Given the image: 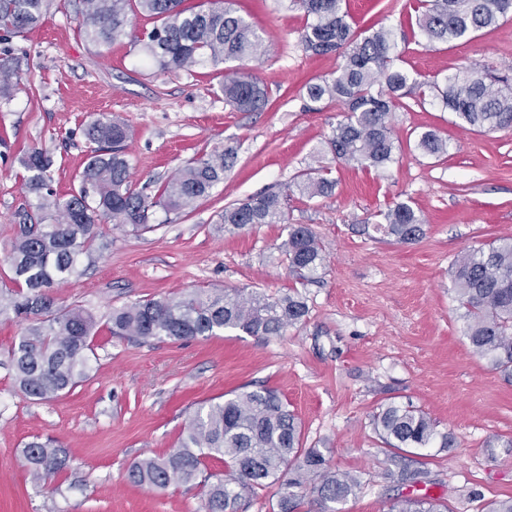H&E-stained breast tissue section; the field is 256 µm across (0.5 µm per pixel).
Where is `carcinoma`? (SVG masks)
Segmentation results:
<instances>
[{"instance_id": "1", "label": "carcinoma", "mask_w": 512, "mask_h": 512, "mask_svg": "<svg viewBox=\"0 0 512 512\" xmlns=\"http://www.w3.org/2000/svg\"><path fill=\"white\" fill-rule=\"evenodd\" d=\"M51 0H0V39L7 41L36 25ZM185 0H82L86 35L100 45L123 38L140 40L127 29L131 13L159 22L144 34L146 48L158 71L190 70L208 63L224 72L220 92L224 102L239 112H260L268 104L261 80L230 62H262L268 44L258 30L233 8L234 0H208L195 10ZM311 18L300 35L306 52L336 53L342 63L329 78L305 86L312 102L328 100L347 107L343 119L326 140L332 159L360 168L386 169L395 161L393 112L399 100L425 98L434 90L442 107L474 131L512 128V78L492 71L483 75L459 70L443 84L420 82L397 64L395 42L387 29L368 34L353 29L343 0H290ZM512 15V0H423L419 28L430 42L466 37L496 26ZM19 62H0V99L19 89ZM133 130L123 120L100 115L87 124V163L79 187L65 196L49 189L53 158L34 149L23 159L29 172L26 187L37 195L32 211L21 215L10 248L11 288L0 289V316L26 322L11 352L18 389L33 401H50L70 392L90 377L88 352L97 319L80 307H61L55 288L77 273L80 255L103 236L100 225L151 228L153 209L184 210L209 195L235 163L231 149L215 150L175 171L150 196L133 187L126 146ZM416 147L425 155L447 151L433 131L420 135ZM320 166L298 175L308 197L332 192L335 181ZM290 186L262 193L224 209L220 223L226 230L258 224H287L285 203ZM375 231L409 244L425 235L424 224L407 202H398L379 214ZM288 267L308 281L320 278L323 248L304 225L288 224L279 246ZM455 300L463 321V335L473 354L491 368L512 377V238L494 241L458 256L451 266ZM308 305L298 293L271 297L244 289L191 291L180 296L144 299L112 310L110 333L147 343L167 338L180 341L217 336L226 330L249 336H278L302 323ZM375 431L393 457L395 469L386 479L413 486L427 472L401 456L409 449L440 442L449 448L454 438L440 433L431 420L413 406L388 405L374 416ZM32 480L44 486L69 468L71 459L50 437H34L22 450ZM230 464L232 477L205 474L206 462ZM126 479L137 486L165 491L175 485L200 489L201 512H241L259 487L280 485L277 512H298L310 495L321 512H337L336 505L356 495L358 478L331 469L316 448L302 447L296 417L269 388L243 390L222 402H204L185 424L177 448L133 463ZM388 512H441L431 497L402 496Z\"/></svg>"}]
</instances>
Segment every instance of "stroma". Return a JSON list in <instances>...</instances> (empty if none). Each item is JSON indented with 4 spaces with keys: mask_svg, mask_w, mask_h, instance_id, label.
<instances>
[{
    "mask_svg": "<svg viewBox=\"0 0 512 512\" xmlns=\"http://www.w3.org/2000/svg\"><path fill=\"white\" fill-rule=\"evenodd\" d=\"M346 3L356 30H392L400 66L419 79L440 81L464 68L512 75V19L431 44L418 27L417 0ZM79 8V0H52L40 23L8 43L23 85L0 102V285L11 275L6 256L19 216L37 202L24 186L28 149L53 156L59 195L77 185L84 129L102 114L132 126V181L149 193L213 149L234 148L236 160L192 207L156 209L153 230L103 225L109 247L93 244L77 276L57 288L60 305L98 318L91 377L73 391L49 402L25 398L10 367L24 325L0 320V512H199L198 491L134 486L125 473L169 452L201 403L260 386L275 389L301 421L304 447L359 477L361 490L343 512H387L390 500L410 492L384 478L391 455L373 416L391 403L413 405L454 438L453 447L426 448L419 458L429 474L423 492L448 512H481L512 497V381L472 353L450 276L461 252L512 238V129H464L433 97L405 98L393 110L394 164L335 165L324 144L343 107L311 102L304 87L331 76L339 60L303 50L306 17L289 0H238L271 49L251 66L268 89L260 112L226 106L211 65L162 73L133 37L95 45L79 27ZM426 130L446 140L447 154L416 149ZM321 165L332 168V193L310 199L292 191L286 209L287 224L317 232L326 257L320 279L304 282L279 250L286 224L228 233L219 216ZM398 202L423 220L418 242L373 231L378 212ZM199 288L296 291L309 312L280 336L227 331L140 344L110 334L112 308ZM36 435L54 438L72 459L48 487L34 485L22 464Z\"/></svg>",
    "mask_w": 512,
    "mask_h": 512,
    "instance_id": "obj_1",
    "label": "stroma"
}]
</instances>
